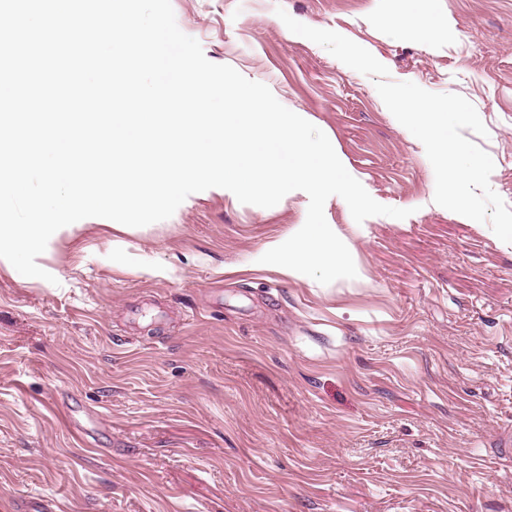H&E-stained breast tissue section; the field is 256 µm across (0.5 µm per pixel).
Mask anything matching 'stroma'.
I'll use <instances>...</instances> for the list:
<instances>
[{
  "instance_id": "1",
  "label": "stroma",
  "mask_w": 512,
  "mask_h": 512,
  "mask_svg": "<svg viewBox=\"0 0 512 512\" xmlns=\"http://www.w3.org/2000/svg\"><path fill=\"white\" fill-rule=\"evenodd\" d=\"M171 4L410 215L359 224L331 196L360 275L327 285L260 261L304 224L300 190L262 208L211 188L128 232L83 219L37 257L49 282L0 260V512H512V244L435 204L374 78L275 13L471 102L512 209V0Z\"/></svg>"
}]
</instances>
